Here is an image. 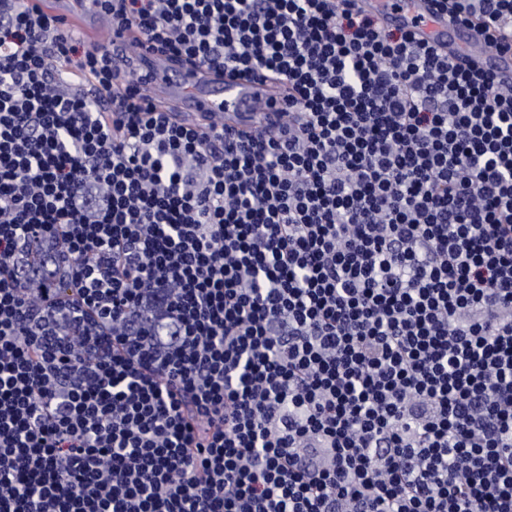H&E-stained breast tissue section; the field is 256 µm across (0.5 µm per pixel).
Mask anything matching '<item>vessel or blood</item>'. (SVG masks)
Returning a JSON list of instances; mask_svg holds the SVG:
<instances>
[{
    "instance_id": "vessel-or-blood-1",
    "label": "vessel or blood",
    "mask_w": 512,
    "mask_h": 512,
    "mask_svg": "<svg viewBox=\"0 0 512 512\" xmlns=\"http://www.w3.org/2000/svg\"><path fill=\"white\" fill-rule=\"evenodd\" d=\"M45 14L59 18L66 28L78 31L91 43H98L105 14L93 10L87 0H33ZM366 11L381 14L389 25H411L414 18H423L420 38L435 44L449 57H462L474 68L500 79L512 77V50L492 47L485 31L478 25L465 24L446 12L434 9L433 0H409L404 10L395 12L386 0H356ZM134 34H125L112 41L115 53L125 56L127 66L149 71L155 78L152 94L162 102H175L184 119L196 122L205 112L224 113L229 125L242 132L258 126L272 99L284 97L286 87L272 78L227 73L220 75L206 69H173L162 55L143 48L127 56V47Z\"/></svg>"
}]
</instances>
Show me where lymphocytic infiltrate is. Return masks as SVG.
<instances>
[{
	"mask_svg": "<svg viewBox=\"0 0 512 512\" xmlns=\"http://www.w3.org/2000/svg\"><path fill=\"white\" fill-rule=\"evenodd\" d=\"M96 2L288 98L186 123L0 0V512H512V79L351 0Z\"/></svg>",
	"mask_w": 512,
	"mask_h": 512,
	"instance_id": "1",
	"label": "lymphocytic infiltrate"
}]
</instances>
